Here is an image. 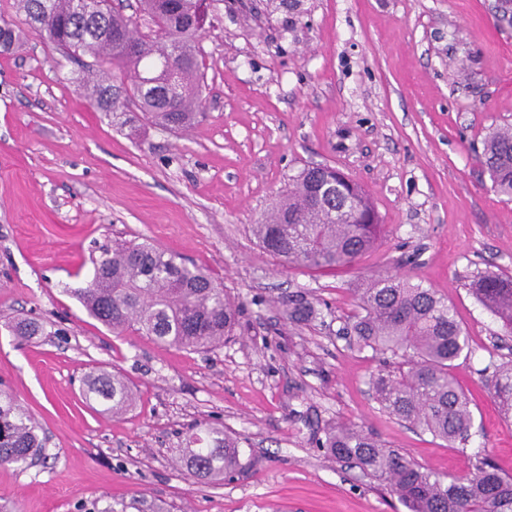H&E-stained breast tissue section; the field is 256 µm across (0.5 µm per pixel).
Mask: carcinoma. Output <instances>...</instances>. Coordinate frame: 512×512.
Segmentation results:
<instances>
[{
    "label": "carcinoma",
    "mask_w": 512,
    "mask_h": 512,
    "mask_svg": "<svg viewBox=\"0 0 512 512\" xmlns=\"http://www.w3.org/2000/svg\"><path fill=\"white\" fill-rule=\"evenodd\" d=\"M150 23L138 32L137 18L112 7V0H17L22 23L67 58L88 56L93 65L120 80L84 83L91 107L112 112L134 105L156 125L186 130L204 116L201 98L199 37L191 14L193 0H137ZM20 26L0 25V49L20 41ZM180 65L165 67L172 52ZM479 162L494 188L512 200V125L494 129L483 143ZM252 232L263 248L286 264L335 270L351 264L381 238L375 207L342 172L309 165L293 178L292 188ZM93 273L73 295L87 313L113 334L127 332L178 349L209 352L224 345L239 326L238 305L224 283L205 269L147 239L104 248L92 260ZM476 299L512 335V276L484 273L470 283ZM357 310L348 329L361 350L380 359L369 385L389 415L448 444L469 438L473 414L452 370L470 353L467 334L453 305L431 288L404 274L372 275L354 289ZM320 310L299 296L288 305V320L310 323ZM12 333L32 338L43 333L35 319H23ZM85 402L112 415L128 411L135 393L122 375L97 370L82 381ZM491 395L500 411L512 416V360L495 368ZM43 428L8 390H0V465L24 467L47 459ZM317 445L328 455L358 468L396 495L407 512H512V475L477 457L464 477L436 474L399 451L352 426L326 428ZM241 441L208 424H197L184 438L177 462L201 483L222 481L242 468ZM169 512L161 505L133 499L121 510Z\"/></svg>",
    "instance_id": "1"
}]
</instances>
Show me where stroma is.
I'll use <instances>...</instances> for the list:
<instances>
[{
  "label": "stroma",
  "instance_id": "35a3bbf8",
  "mask_svg": "<svg viewBox=\"0 0 512 512\" xmlns=\"http://www.w3.org/2000/svg\"><path fill=\"white\" fill-rule=\"evenodd\" d=\"M495 0H209L206 114L186 131L86 102L82 63L24 32L0 52V389L44 427L49 457L0 466L16 512H103L135 497L168 512H406L379 482L317 448L326 426L368 432L439 474L475 456L512 474V420L488 385L512 337L469 290L512 276V201L478 156L512 124V29ZM341 169L386 232L348 268L283 266L254 237L304 166ZM148 239L210 271L242 301L238 336L209 353L112 335L73 296L99 246ZM402 273L451 303L471 353L454 375L472 436L447 445L380 409L378 361L343 333L353 289ZM303 295L321 316L295 324ZM42 321L25 342L9 325ZM120 372L137 393L119 418L79 380ZM201 421L240 436L243 467L202 484L176 462Z\"/></svg>",
  "mask_w": 512,
  "mask_h": 512
}]
</instances>
